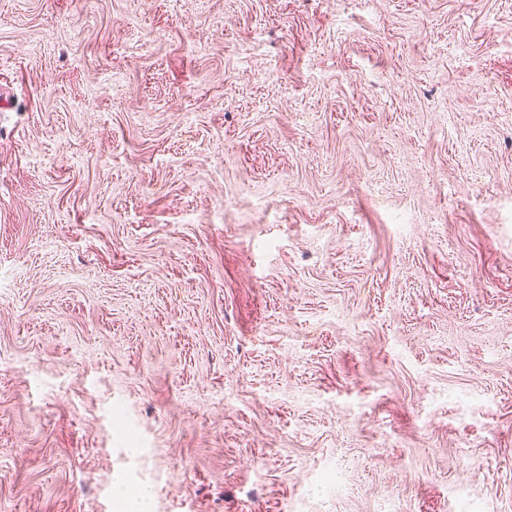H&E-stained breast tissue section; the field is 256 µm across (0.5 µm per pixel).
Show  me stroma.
Returning <instances> with one entry per match:
<instances>
[{
	"mask_svg": "<svg viewBox=\"0 0 512 512\" xmlns=\"http://www.w3.org/2000/svg\"><path fill=\"white\" fill-rule=\"evenodd\" d=\"M2 94L0 512H512V0H0Z\"/></svg>",
	"mask_w": 512,
	"mask_h": 512,
	"instance_id": "stroma-1",
	"label": "stroma"
}]
</instances>
